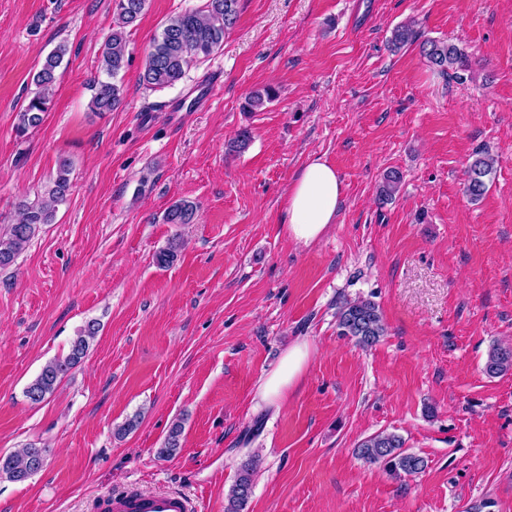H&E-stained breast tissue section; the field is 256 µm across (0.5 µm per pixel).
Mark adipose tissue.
<instances>
[{"instance_id": "adipose-tissue-1", "label": "adipose tissue", "mask_w": 512, "mask_h": 512, "mask_svg": "<svg viewBox=\"0 0 512 512\" xmlns=\"http://www.w3.org/2000/svg\"><path fill=\"white\" fill-rule=\"evenodd\" d=\"M341 196L342 182L335 167L321 156L309 160L288 188L281 217L288 237L303 244L322 237L336 221ZM308 355V345L304 342L288 349L277 367L261 379L259 392L262 403H281L287 390L300 378Z\"/></svg>"}]
</instances>
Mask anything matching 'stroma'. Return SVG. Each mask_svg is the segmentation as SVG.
I'll use <instances>...</instances> for the list:
<instances>
[{"mask_svg":"<svg viewBox=\"0 0 512 512\" xmlns=\"http://www.w3.org/2000/svg\"><path fill=\"white\" fill-rule=\"evenodd\" d=\"M204 3L148 0L127 29L123 104L99 115L88 84L112 0H0V231L59 159L73 164L55 223L0 272V455L50 450L28 480L0 477V512H95L100 494L132 488L224 512L254 453L244 512H512V370L485 372L492 345L512 342V0H240L220 51L144 89L151 39ZM410 18L463 48L465 67L444 75L418 46L391 51ZM62 41L53 106L18 136L32 77ZM217 73L202 111H177ZM266 86L276 98L244 111ZM245 127L248 149L228 152ZM480 150L496 164L474 202L463 187ZM315 154L343 197L335 224L300 245L281 213ZM390 169L404 182L383 204ZM179 200L193 223H165ZM177 235V260L159 267ZM344 297L379 305L387 332L372 347L339 336ZM91 320L85 360L30 403L28 384ZM297 340L310 351L297 387L263 405L261 377ZM176 420L180 450L158 458ZM382 431L426 470L396 480L357 459Z\"/></svg>","mask_w":512,"mask_h":512,"instance_id":"stroma-1","label":"stroma"}]
</instances>
